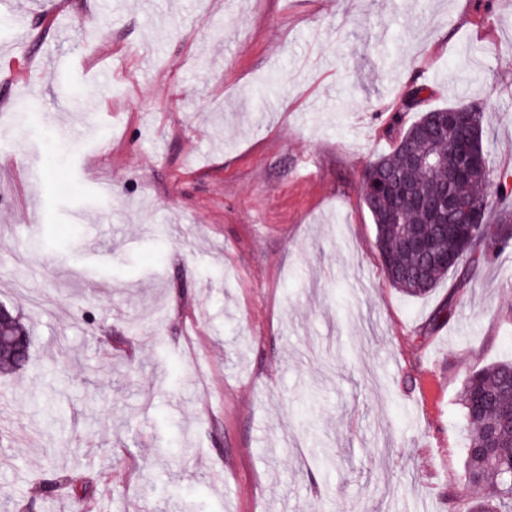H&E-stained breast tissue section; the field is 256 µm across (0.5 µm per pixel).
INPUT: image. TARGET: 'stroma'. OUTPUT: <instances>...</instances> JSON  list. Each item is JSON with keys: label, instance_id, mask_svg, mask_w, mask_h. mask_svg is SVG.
Wrapping results in <instances>:
<instances>
[{"label": "stroma", "instance_id": "stroma-1", "mask_svg": "<svg viewBox=\"0 0 512 512\" xmlns=\"http://www.w3.org/2000/svg\"><path fill=\"white\" fill-rule=\"evenodd\" d=\"M26 19L0 0V100L35 104L0 124V303L35 339L0 377V512H466L460 393L512 359V254L400 293L360 173L459 103L512 171V0ZM93 86L109 148L52 159L46 115L80 126Z\"/></svg>", "mask_w": 512, "mask_h": 512}]
</instances>
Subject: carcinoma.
I'll list each match as a JSON object with an SVG mask.
<instances>
[{"instance_id": "cac0c4a2", "label": "carcinoma", "mask_w": 512, "mask_h": 512, "mask_svg": "<svg viewBox=\"0 0 512 512\" xmlns=\"http://www.w3.org/2000/svg\"><path fill=\"white\" fill-rule=\"evenodd\" d=\"M467 114L466 136L481 162L460 180L448 178V168L431 170L405 164L403 154L409 147L420 155L436 158L448 155L458 132L427 135L426 126L435 127L442 112ZM483 112L472 105H456L434 109L403 129L394 148L370 161L367 167L379 169V174L363 183L364 202L376 226V240L385 274L390 283L409 296L431 292L457 268L455 264L425 261L403 245L412 230L434 239L440 253L462 250L460 262L473 270L500 254L512 250V224H491L490 216L501 203L512 199V173L493 168L488 138L482 125ZM404 183L420 193L438 198L454 195L475 215L482 230L469 234L464 248L448 239V234L429 222L415 199L393 198V183ZM32 341L29 328L19 315L8 313L0 319V375L14 374L23 369L30 357L12 353L14 341L20 337ZM466 421L465 475L468 484L486 486L491 491L487 500H472L470 512H512V486L499 481V469L512 465V361H502L490 367L475 368L466 375L460 395ZM492 448L490 456L479 455L477 448Z\"/></svg>"}]
</instances>
